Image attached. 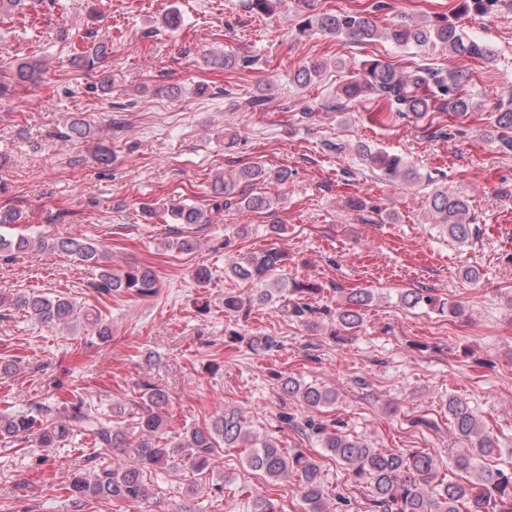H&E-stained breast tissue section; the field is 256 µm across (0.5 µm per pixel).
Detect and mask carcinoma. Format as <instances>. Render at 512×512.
<instances>
[{"instance_id": "obj_1", "label": "carcinoma", "mask_w": 512, "mask_h": 512, "mask_svg": "<svg viewBox=\"0 0 512 512\" xmlns=\"http://www.w3.org/2000/svg\"><path fill=\"white\" fill-rule=\"evenodd\" d=\"M308 31L327 35H347L361 42L384 39L400 47L439 45L458 58L489 59L492 53L478 41L458 30L448 17L439 16L425 25L397 24L380 29L367 13L306 14L298 26L302 35ZM83 65L94 68L107 60V46L99 42L79 54ZM325 63L305 62L294 74L299 86L313 83L324 71ZM40 67L20 61L11 68V82H0V94L11 87L32 81ZM467 70L458 69L446 76L431 68L417 66L399 72L378 59H367L353 66L349 78L336 91L330 107L340 109L364 99L384 101L399 118L422 121L432 112H446L454 119H464L476 108L467 91ZM90 131L80 121L71 122L59 137L66 141L86 139ZM492 136L503 153H512V108L494 115ZM356 151L378 178L392 185L413 184L418 172L399 153H390L368 144ZM288 170H267L248 166L232 184L217 176L212 190L221 199L214 209H236L260 213L275 204V198L254 191L260 183L284 184ZM434 223L448 231V237L460 244L479 235L475 215L467 197L447 187L436 186L426 197ZM176 224H205L209 216L201 208L173 202L167 207ZM59 251L83 263L95 265L97 277L90 284L101 296L128 294L153 297L159 292V279L152 267L133 265L118 272L104 264V250L92 239H45L24 234H0V257L10 260L29 251ZM282 254L271 248L251 253L232 263L225 273L254 286L251 297L244 300L224 294V315L245 318L253 306L279 304V310L292 321L309 322L317 312L308 299L321 288L311 281L288 282L279 276ZM371 293L349 296L347 305L335 312L338 333H349L363 322V308ZM405 305L415 308L433 307L432 296L416 290L402 295ZM10 305L37 322L69 327L80 323L106 343L112 339V327L102 313L83 312L70 298L43 293H24L7 298L0 296V307ZM228 336L233 343H246L252 349L265 351L277 347L272 336L247 337L236 329ZM276 376L282 388L308 411H321L336 403V391L300 382L280 372ZM146 400L134 412L133 426L126 430L112 415L83 394L72 391L61 401H35L27 410L0 412V442H34L39 448H64L75 435L85 437L89 448L75 465L73 477L66 487L71 506L78 510L89 499L118 503H141L148 499L155 482L168 470L184 465L198 475L210 469L216 454L223 448H243L244 462L252 471L277 483L293 476L298 478L304 512H331L329 488L325 485L320 462L300 448L289 450L279 446L274 437H260L252 429L251 420L235 409H224L209 417L203 426L184 431H169L170 422L163 415L167 393L149 383L141 384ZM448 421L465 448L456 449L449 459V469L460 473V479L448 477L443 463L424 450L386 449L375 447L370 440L342 432L336 421L301 422L300 431L313 435L325 456L343 465L351 480L366 490V512H512V473L489 464V458L501 453L498 441L482 429L479 415L461 398H448ZM126 452L129 460L112 458V449Z\"/></svg>"}]
</instances>
